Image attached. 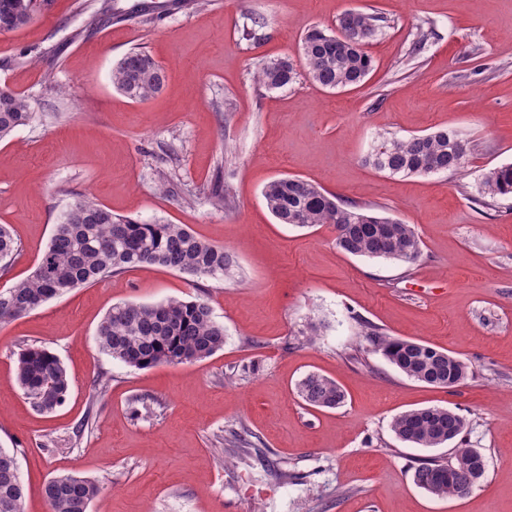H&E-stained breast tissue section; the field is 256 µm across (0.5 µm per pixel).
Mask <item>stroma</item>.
Masks as SVG:
<instances>
[{
	"mask_svg": "<svg viewBox=\"0 0 512 512\" xmlns=\"http://www.w3.org/2000/svg\"><path fill=\"white\" fill-rule=\"evenodd\" d=\"M88 0H42L25 28L0 31V87L23 93L32 123L0 141V225L19 252L0 290L25 279L75 195L144 223L185 224L224 247L216 279L163 267L74 289L0 325V448L16 455L25 512H51L49 479L100 481L90 512H512V197H481L477 177L512 163V0H110L122 21L87 30ZM348 8L380 14L364 84L328 91L299 76L269 90L258 62L300 54L313 26ZM262 22V37H240ZM167 72L135 102L111 82L130 49ZM440 129L469 148V172L389 175L366 162L375 141ZM285 175L412 224L417 262L345 253L325 224L278 223L262 195ZM230 189L215 206V181ZM205 300L224 348L201 362L135 370L102 353L98 323L122 302ZM453 351L465 384L402 375L363 335ZM42 346L67 368L70 392L38 411L16 375L20 349ZM336 380V409L305 405L297 382ZM450 407L462 442L487 461L462 498L413 482L421 458L391 424L410 409ZM246 428L269 470L227 453ZM288 471L280 479L279 471Z\"/></svg>",
	"mask_w": 512,
	"mask_h": 512,
	"instance_id": "obj_1",
	"label": "stroma"
}]
</instances>
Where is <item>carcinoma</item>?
Returning <instances> with one entry per match:
<instances>
[{"mask_svg":"<svg viewBox=\"0 0 512 512\" xmlns=\"http://www.w3.org/2000/svg\"><path fill=\"white\" fill-rule=\"evenodd\" d=\"M36 0H0V30H17L33 19ZM380 18L371 13L343 12L337 30L314 27L301 40L300 60L310 81L328 90L360 84L374 69L366 46L380 32ZM299 77L295 61L279 57L260 63L254 78L269 90L284 89ZM113 87L135 102L159 94L165 69L148 53L133 50L112 67ZM35 116L28 98L0 88V140ZM374 169L391 175H429L462 172L468 167L466 144L452 131L440 130L406 138L383 139L366 159ZM479 193L484 197L512 196V164L481 173ZM271 214L282 224L312 227L331 224L336 245L359 257L413 263L421 256L412 225L379 215L368 208L346 204L316 183L297 176L275 178L263 188ZM17 243L0 225V262L13 257ZM160 266L195 277L230 273L232 261L224 247L197 237L184 224H146L112 211L87 195H77L54 226L49 244L33 272L0 291V324L11 322L47 301L133 268ZM372 350L406 377L441 388H455L468 378L469 364L450 359L454 352L416 340L397 339L363 324ZM101 352L129 367L142 370L161 364L201 361L224 348V326L212 318L202 299H171L157 304L122 303L112 306L96 329ZM17 378L25 395L41 412L61 405L69 391V376L61 360L48 349L30 346L17 357ZM306 404L336 408L345 394L335 380L311 373L296 387ZM466 420L456 410L426 407L401 413L391 428L413 447L438 448L459 437ZM231 452L251 465L266 469L268 460L256 448L248 431H231ZM478 450L457 449L455 462L425 458L414 467L413 480L438 497H463L472 490L465 475L454 468L470 463ZM101 486L95 479L62 475L50 479L44 495L52 512H89ZM0 512H24V488L16 458L0 449Z\"/></svg>","mask_w":512,"mask_h":512,"instance_id":"obj_1","label":"carcinoma"}]
</instances>
